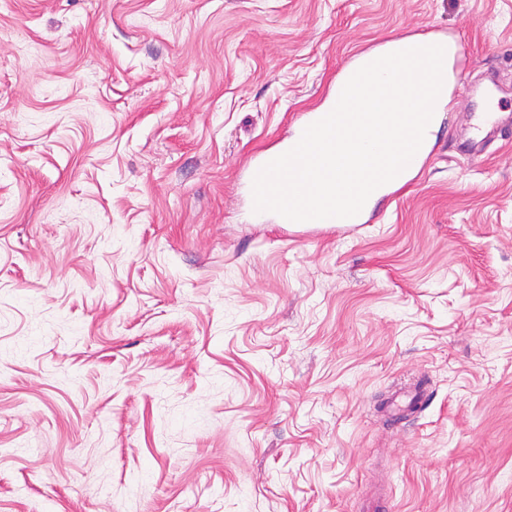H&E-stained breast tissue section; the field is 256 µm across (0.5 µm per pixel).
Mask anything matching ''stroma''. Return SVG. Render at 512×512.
Segmentation results:
<instances>
[{
    "label": "stroma",
    "mask_w": 512,
    "mask_h": 512,
    "mask_svg": "<svg viewBox=\"0 0 512 512\" xmlns=\"http://www.w3.org/2000/svg\"><path fill=\"white\" fill-rule=\"evenodd\" d=\"M404 31L512 113V0H0V512H512V145L450 100L381 221L252 220ZM329 112H309L306 116L301 125L299 126L296 134L293 136L292 139L288 141V144L286 147H284L278 154L276 155H267L262 157L260 160H258L251 169V183H253L254 176L259 171L260 168H262L265 164L270 162L271 160L275 159L276 157L284 154L291 148H293L297 142L300 140L301 135L304 131V129L309 126L310 124L320 120L324 116H326ZM253 219L257 224H265L266 221L271 218L273 224H282L285 226H293L295 224H305L315 226L317 228L320 227H331V226H354L357 224H367L371 221H374L379 218V214H371L368 215L366 209L363 207L359 214L348 217V218H326V219H316V220H307V221H292L281 215H278L273 212H261L256 213L253 210Z\"/></svg>",
    "instance_id": "obj_1"
}]
</instances>
